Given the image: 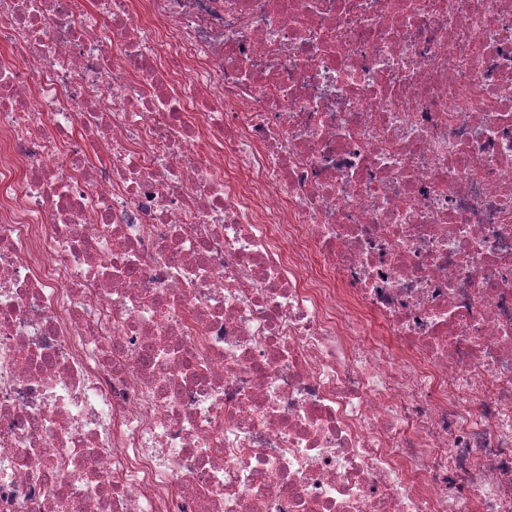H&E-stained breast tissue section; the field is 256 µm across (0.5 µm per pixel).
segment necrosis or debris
<instances>
[{"label":"necrosis or debris","instance_id":"obj_1","mask_svg":"<svg viewBox=\"0 0 512 512\" xmlns=\"http://www.w3.org/2000/svg\"><path fill=\"white\" fill-rule=\"evenodd\" d=\"M0 512H512V0H0Z\"/></svg>","mask_w":512,"mask_h":512}]
</instances>
